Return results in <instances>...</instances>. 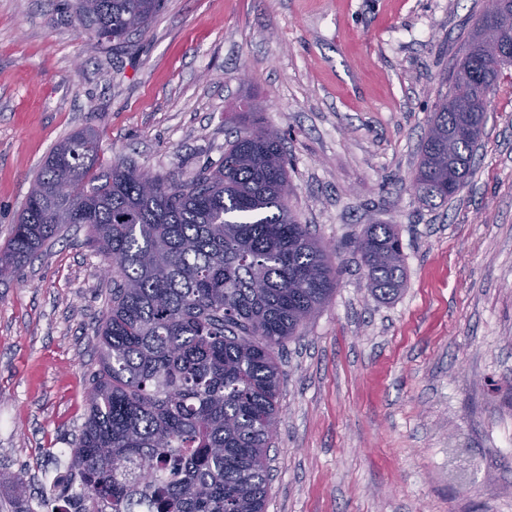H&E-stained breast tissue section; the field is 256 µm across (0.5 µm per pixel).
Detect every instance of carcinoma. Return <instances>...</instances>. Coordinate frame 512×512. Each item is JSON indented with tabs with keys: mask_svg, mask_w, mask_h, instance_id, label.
<instances>
[{
	"mask_svg": "<svg viewBox=\"0 0 512 512\" xmlns=\"http://www.w3.org/2000/svg\"><path fill=\"white\" fill-rule=\"evenodd\" d=\"M163 0H77L98 42L123 44ZM468 35L448 93L419 147V198L452 199L466 184L502 70ZM99 142L71 133L33 178L7 245L0 281L71 224H85L112 268V297L97 328L99 368L89 378L83 427L66 474L40 502L55 512H265L268 449L279 409L277 355L336 288L330 250L288 207L287 159L277 131L254 120L196 178H152L120 162L95 171ZM68 187L70 208L49 198ZM372 290L402 287L404 256L392 224L357 240ZM0 512H37L13 479Z\"/></svg>",
	"mask_w": 512,
	"mask_h": 512,
	"instance_id": "1",
	"label": "carcinoma"
}]
</instances>
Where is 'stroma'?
Returning a JSON list of instances; mask_svg holds the SVG:
<instances>
[{"label":"stroma","mask_w":512,"mask_h":512,"mask_svg":"<svg viewBox=\"0 0 512 512\" xmlns=\"http://www.w3.org/2000/svg\"><path fill=\"white\" fill-rule=\"evenodd\" d=\"M484 0H164L100 43L75 0H0V246L38 167L89 127L100 162L184 180L254 110L284 138L300 223L338 285L279 354L266 512H512V66L452 200L412 188ZM395 225L406 281L372 295L354 242ZM112 284L74 227L0 283V498L52 487L87 414Z\"/></svg>","instance_id":"obj_1"}]
</instances>
